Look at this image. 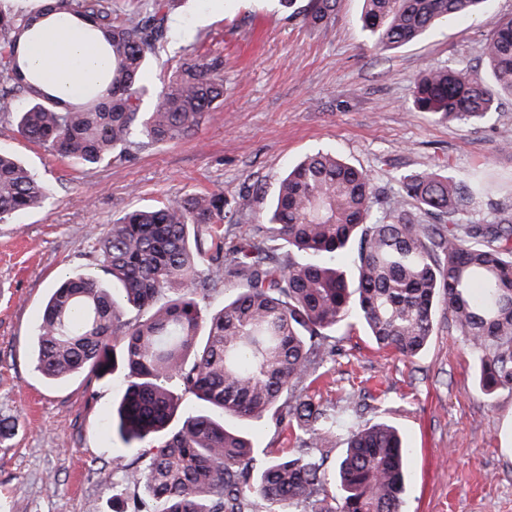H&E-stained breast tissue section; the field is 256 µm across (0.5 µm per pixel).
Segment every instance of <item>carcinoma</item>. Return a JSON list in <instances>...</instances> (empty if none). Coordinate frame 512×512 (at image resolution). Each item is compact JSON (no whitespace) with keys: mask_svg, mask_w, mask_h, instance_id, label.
<instances>
[{"mask_svg":"<svg viewBox=\"0 0 512 512\" xmlns=\"http://www.w3.org/2000/svg\"><path fill=\"white\" fill-rule=\"evenodd\" d=\"M177 0H40L0 7V126L70 165L108 167L157 144L195 135L224 100V57L193 53L153 93L144 73L168 39ZM337 0H308L304 18L322 25ZM486 0H363L362 24L380 48L410 43L438 24L469 18ZM57 14L94 32L110 59L87 100L56 95L30 66L34 33ZM487 71L435 67L412 80L414 108L438 121L475 123L512 98V17L483 48ZM20 97L25 105L14 106ZM489 195L480 180L438 162L400 179L381 200L369 175L334 152L306 156L279 182L265 224L239 229L224 192L165 199L109 225L91 253L109 279L75 272L50 294L35 334L38 370L54 380L103 374L119 352L127 384L112 431L131 448H155L142 494L115 488L122 512H403L408 448L382 421L347 431L305 390L336 354V331L364 326L405 358L433 334L437 308L479 358L487 395L512 389V215L474 221ZM52 189L0 148V222L44 208ZM233 285L218 312L201 302ZM201 409L170 429L180 400ZM294 423L300 445L273 456L247 428Z\"/></svg>","mask_w":512,"mask_h":512,"instance_id":"carcinoma-1","label":"carcinoma"}]
</instances>
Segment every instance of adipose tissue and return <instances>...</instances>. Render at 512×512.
<instances>
[{"mask_svg":"<svg viewBox=\"0 0 512 512\" xmlns=\"http://www.w3.org/2000/svg\"><path fill=\"white\" fill-rule=\"evenodd\" d=\"M29 58L48 85L67 99L95 85L102 67V58L84 29L68 18L40 31Z\"/></svg>","mask_w":512,"mask_h":512,"instance_id":"1","label":"adipose tissue"}]
</instances>
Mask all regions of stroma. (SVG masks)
Returning a JSON list of instances; mask_svg holds the SVG:
<instances>
[{
	"instance_id": "1",
	"label": "stroma",
	"mask_w": 512,
	"mask_h": 512,
	"mask_svg": "<svg viewBox=\"0 0 512 512\" xmlns=\"http://www.w3.org/2000/svg\"><path fill=\"white\" fill-rule=\"evenodd\" d=\"M296 0H180L169 37L145 83L159 88L202 47L224 54V101L198 133L107 168L69 167L4 129L0 145L53 187L41 210L0 223V417L16 419L0 442V512H119L116 483L133 485L148 452L113 468L122 441L108 417L121 373L52 380L35 367V322L66 273L94 270L88 250L125 212L189 192L221 190L236 223H264L279 180L305 155L330 149L365 170L386 200L401 175L446 161L482 179L491 205L475 218L512 214V99L480 124L437 122L416 111L411 80L440 66H482V46L512 0L440 25L418 41L374 46L361 27L362 0H338L327 26L305 23ZM340 354L307 390L353 426L381 421L402 431L413 453L405 512H512V390L484 394L479 361L438 311L427 347L406 359L378 348L362 325L341 327Z\"/></svg>"
}]
</instances>
